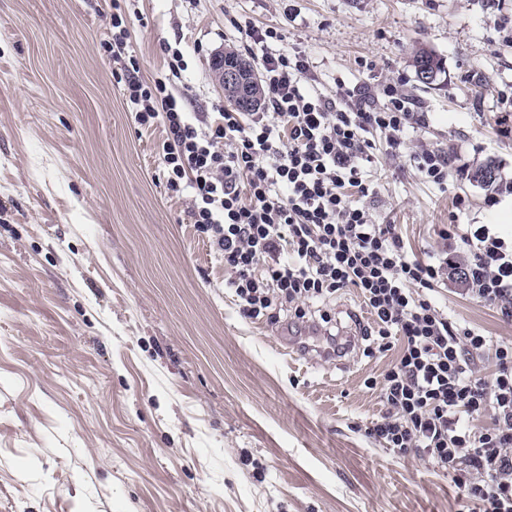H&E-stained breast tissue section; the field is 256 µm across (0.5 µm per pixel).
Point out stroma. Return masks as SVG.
<instances>
[{
	"instance_id": "stroma-1",
	"label": "stroma",
	"mask_w": 512,
	"mask_h": 512,
	"mask_svg": "<svg viewBox=\"0 0 512 512\" xmlns=\"http://www.w3.org/2000/svg\"><path fill=\"white\" fill-rule=\"evenodd\" d=\"M140 79L172 51L186 111L228 103L212 74L249 50L230 18L280 28L281 50L381 102L395 85L425 115L398 158L378 155L377 220L417 258L443 225L489 222L487 189L438 190L407 156L426 144L512 181L495 115L512 86V0H123ZM112 0H0V512H467L452 471L366 433L370 317L354 289L327 304L342 360L302 353V324L243 319L224 262L166 188L160 132H141L112 76ZM441 59L418 83L411 52ZM469 207L455 209L456 196ZM462 326L512 342V320L460 295Z\"/></svg>"
}]
</instances>
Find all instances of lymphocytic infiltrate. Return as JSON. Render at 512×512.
I'll list each match as a JSON object with an SVG mask.
<instances>
[{"label": "lymphocytic infiltrate", "instance_id": "lymphocytic-infiltrate-1", "mask_svg": "<svg viewBox=\"0 0 512 512\" xmlns=\"http://www.w3.org/2000/svg\"><path fill=\"white\" fill-rule=\"evenodd\" d=\"M112 28V76L141 129L160 127L166 187L190 193V222L223 259L240 315L273 322L286 309L302 320L306 305L355 289L372 320L366 340L399 347L381 380L365 382L384 405L367 435L453 470L471 512H512V344L456 324L434 298L457 276L470 298L511 319L512 234L446 225L441 239L465 254L459 271L444 250L418 259L364 203L376 149L398 157L424 114L392 85L380 104L351 88L338 99L317 92L308 59L277 50L281 30L249 21L236 30L261 52L265 111L188 112L172 90L181 53L167 75L140 80L121 15ZM488 361L495 369L486 375ZM486 416L491 426L481 425Z\"/></svg>", "mask_w": 512, "mask_h": 512}]
</instances>
